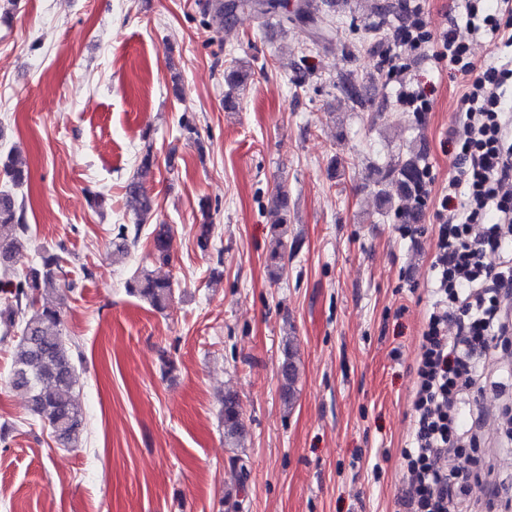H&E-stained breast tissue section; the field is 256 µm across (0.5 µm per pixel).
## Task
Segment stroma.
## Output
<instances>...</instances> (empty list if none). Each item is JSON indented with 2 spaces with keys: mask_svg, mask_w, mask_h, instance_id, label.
I'll return each instance as SVG.
<instances>
[{
  "mask_svg": "<svg viewBox=\"0 0 512 512\" xmlns=\"http://www.w3.org/2000/svg\"><path fill=\"white\" fill-rule=\"evenodd\" d=\"M277 2V13L240 11L221 29L208 0H15L0 19V191L30 227L8 267L60 253L73 288L49 301L81 354L84 419L67 448L30 413L11 380L17 339L0 324V512H227L229 490L238 512H405L413 366L464 79L432 50L370 47L379 0H318L335 22L318 46L313 23L279 22L299 0ZM233 58L251 77L228 109ZM393 63L408 86L431 89V111L400 105L399 83L384 76ZM346 74L364 86V105L334 89ZM412 150L435 186L404 237L379 210L375 169ZM12 155L29 170L19 186L3 170ZM134 178L155 206L123 252L117 227L135 221L125 206ZM280 185L301 247L275 279L266 209ZM159 224L172 229L165 265L152 256ZM141 267L172 281L166 309L127 292ZM289 336L298 379L288 409L279 366ZM228 391L245 426L239 449L220 420ZM473 399L487 410L480 445L455 464L480 471L470 502L495 512L484 489L512 481V392Z\"/></svg>",
  "mask_w": 512,
  "mask_h": 512,
  "instance_id": "35a3bbf8",
  "label": "stroma"
}]
</instances>
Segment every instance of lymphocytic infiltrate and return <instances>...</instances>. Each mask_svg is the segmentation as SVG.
Returning a JSON list of instances; mask_svg holds the SVG:
<instances>
[{
	"instance_id": "f902f5d3",
	"label": "lymphocytic infiltrate",
	"mask_w": 512,
	"mask_h": 512,
	"mask_svg": "<svg viewBox=\"0 0 512 512\" xmlns=\"http://www.w3.org/2000/svg\"><path fill=\"white\" fill-rule=\"evenodd\" d=\"M411 22L398 45L434 44L465 79L464 121L455 133L457 174L435 213L432 302L420 336L412 400L414 433L403 459L407 512H465L469 471L452 461L476 446L483 413L468 399L477 386L503 387L512 372L491 370L492 350L512 341V114L502 95L512 65L477 64L456 27L428 31L424 0H407ZM466 27L512 47V0H470Z\"/></svg>"
}]
</instances>
